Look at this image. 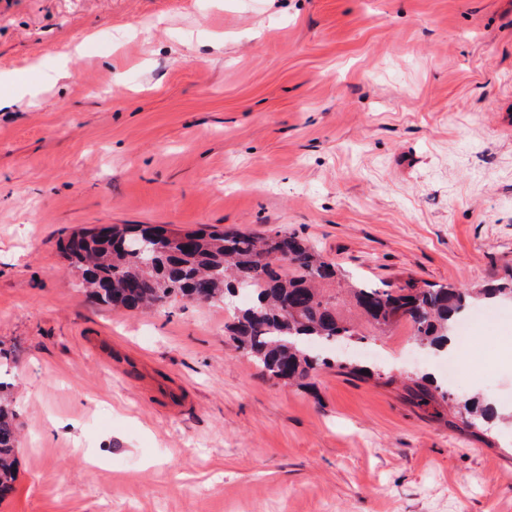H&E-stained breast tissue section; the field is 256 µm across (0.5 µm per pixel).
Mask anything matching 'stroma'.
<instances>
[{"instance_id": "obj_1", "label": "stroma", "mask_w": 512, "mask_h": 512, "mask_svg": "<svg viewBox=\"0 0 512 512\" xmlns=\"http://www.w3.org/2000/svg\"><path fill=\"white\" fill-rule=\"evenodd\" d=\"M66 70L65 78L50 76ZM0 376L21 438L0 512H512V302L450 397L408 326L305 390L229 338L223 304L92 302L61 253L102 224L293 233L402 287L512 273V0H0ZM409 381L421 400L425 402L439 403V401H442L448 403V400H451L448 396V391L444 390L442 386L437 385V381H434L429 376L423 375L415 379L409 378ZM489 406L480 405L473 399H466L462 406L456 403L455 415L460 417L462 424L467 429L483 431L488 421L493 415L492 407L497 410L494 404L487 403ZM492 406V407H490Z\"/></svg>"}]
</instances>
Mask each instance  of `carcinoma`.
<instances>
[{"mask_svg":"<svg viewBox=\"0 0 512 512\" xmlns=\"http://www.w3.org/2000/svg\"><path fill=\"white\" fill-rule=\"evenodd\" d=\"M62 250L81 270L91 298L128 312H150L177 300L217 303L237 289L246 292L248 299L234 307L230 336L270 376L289 383L309 386L330 365L316 346L360 335L341 315L339 296L324 288L340 279L338 265L294 233L258 238L216 226L175 233L124 224L75 232ZM344 292L379 334L403 322L419 346L444 352L449 332L476 298H512V273L472 289L418 288L413 282L394 288L354 277ZM410 382L425 402L450 400L428 376ZM6 387L0 381V501L18 476L19 429ZM455 415L466 428L482 431L493 409L467 399Z\"/></svg>","mask_w":512,"mask_h":512,"instance_id":"cac0c4a2","label":"carcinoma"}]
</instances>
